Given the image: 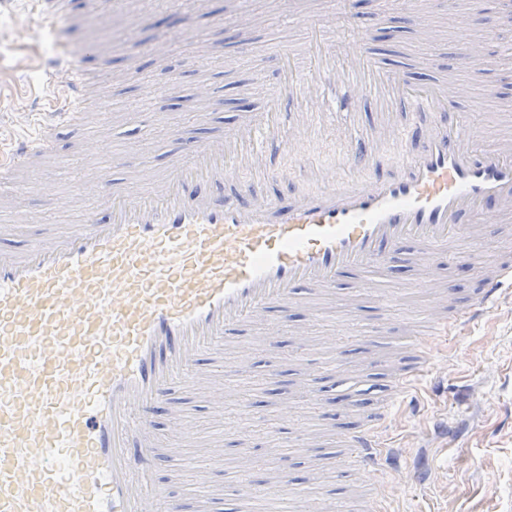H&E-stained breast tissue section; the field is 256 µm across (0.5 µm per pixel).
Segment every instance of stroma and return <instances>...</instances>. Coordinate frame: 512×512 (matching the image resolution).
Wrapping results in <instances>:
<instances>
[{
  "label": "stroma",
  "mask_w": 512,
  "mask_h": 512,
  "mask_svg": "<svg viewBox=\"0 0 512 512\" xmlns=\"http://www.w3.org/2000/svg\"><path fill=\"white\" fill-rule=\"evenodd\" d=\"M428 6L440 14L443 0H367L360 9L362 18L382 16L373 31V43L384 53L409 44L406 14ZM68 39L86 47L83 58L87 70L100 76L95 96L105 105L107 121L102 135L108 149L124 157L129 165L128 181L139 186L148 177L137 167L141 158L162 163L171 135L194 141L222 135L223 129L195 119L198 107L190 96L202 80L217 90L216 104L233 112L236 100L258 106L280 84L277 58L288 44L286 27L280 23L249 31L233 41H225L222 21L224 0H123L119 11L102 14L93 0H75ZM191 27L204 28L207 41L197 44L187 39ZM166 37L173 52L157 61L150 48L157 37ZM57 50L36 18L25 14L22 0H0V123L14 134L29 129L26 115L31 110L43 79V63ZM139 63L127 64L130 55ZM151 106L157 121L150 136H142L144 106ZM85 129L76 126L58 139L60 167L39 166L29 177L41 185V192H21L12 201V212L22 220L13 224L0 214V225L12 226L15 239L24 240L58 224H73L84 212L74 209L56 212L53 198L69 195L72 173L92 172L103 164V156L81 148ZM429 294L406 293L402 304L389 311L376 309L373 302L352 308L346 298L325 303L320 319L311 327V339L302 362L312 368L327 366L334 350L329 335L346 329L353 319L373 323L381 318L400 321L424 310ZM501 308L482 325L451 332L440 340V354L432 370L420 381L416 395L427 412L416 423L398 421L389 441L400 444L399 473H385L384 481L398 480L404 487L388 506L389 512H512V295L503 294ZM234 399L228 400L220 418L202 413L198 395H179L181 408L195 418L196 434L182 451L187 471L198 465L201 450L210 440L223 439L225 466L244 469L237 451L235 425L251 430L252 452L257 464L250 477L265 479L268 472L287 469L293 482L289 498L302 499L306 512H322L324 498L353 497L365 501L376 492L375 483L354 472L340 474L336 459L323 458L313 448L276 449L279 439L274 429L276 407L286 399L296 407L299 425L320 428L322 446L340 449L350 424L368 423L380 405L372 400L366 408L350 410L328 406L326 419H318L298 390V374L284 364L275 384L260 378H241ZM255 403L256 413L241 418L238 404ZM444 416L454 427L455 440L447 442L430 429L433 418ZM323 471L321 485L308 483L309 470Z\"/></svg>",
  "instance_id": "1"
}]
</instances>
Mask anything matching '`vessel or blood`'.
<instances>
[{
  "mask_svg": "<svg viewBox=\"0 0 512 512\" xmlns=\"http://www.w3.org/2000/svg\"><path fill=\"white\" fill-rule=\"evenodd\" d=\"M28 2L52 32L70 12L69 0ZM224 17L249 29L270 22L245 0H226ZM447 18L457 67L484 78L481 95L443 67L427 11L412 19L424 50L415 61L373 48L364 27L336 55L320 44L319 21L294 12L289 26L309 33L302 52L314 66L303 71L285 55L282 90L259 116L173 150L166 169L137 190L118 183L117 161L85 176L72 194L86 204L82 223L21 244L0 236V512H184L155 479L166 448L172 476L180 475L178 450L195 433L191 416L172 408L173 394L200 386L206 413H223L235 392L229 376L252 359L239 339L244 328L280 335L288 323L272 312L296 303L318 319L345 275L355 279L354 300L371 295L396 307L403 287L383 275L405 265L416 273L412 287L433 302L404 327L408 357L381 377L380 410L345 437L339 459L362 477L382 475L397 455L385 430L426 375L436 337L479 323L512 288V254L483 247L512 221V136L481 148L485 130L471 118L481 100H498L486 77L512 45L492 30L469 39L460 0ZM82 58L58 51L45 78L48 107L31 115L35 134L0 139V200L54 154L61 129L94 111ZM328 128L340 157L317 166L314 193L284 202L243 181L248 173L275 183L273 151L307 166L306 145ZM403 140L410 151L399 172L376 175L378 155ZM72 196L58 200L59 211ZM473 260L479 287L457 301L448 271ZM161 410L172 420L163 434L154 428ZM223 467L216 439L193 474L194 512H221L225 485L214 475Z\"/></svg>",
  "mask_w": 512,
  "mask_h": 512,
  "instance_id": "b4317fda",
  "label": "vessel or blood"
}]
</instances>
